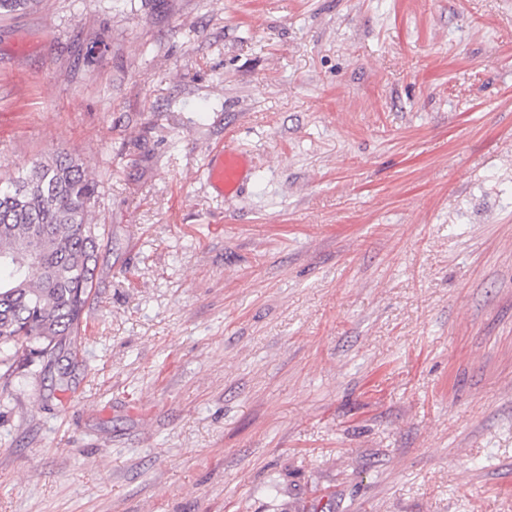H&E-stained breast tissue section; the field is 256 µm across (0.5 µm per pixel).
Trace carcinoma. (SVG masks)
I'll list each match as a JSON object with an SVG mask.
<instances>
[{
  "label": "carcinoma",
  "mask_w": 512,
  "mask_h": 512,
  "mask_svg": "<svg viewBox=\"0 0 512 512\" xmlns=\"http://www.w3.org/2000/svg\"><path fill=\"white\" fill-rule=\"evenodd\" d=\"M39 0H0V13L29 11ZM98 182L80 160L51 155L0 179V366L11 376L59 356L80 333L104 228L93 223ZM39 268L29 266L30 255ZM278 506L280 481L259 489Z\"/></svg>",
  "instance_id": "cac0c4a2"
}]
</instances>
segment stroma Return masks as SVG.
Listing matches in <instances>:
<instances>
[{
    "label": "stroma",
    "mask_w": 512,
    "mask_h": 512,
    "mask_svg": "<svg viewBox=\"0 0 512 512\" xmlns=\"http://www.w3.org/2000/svg\"><path fill=\"white\" fill-rule=\"evenodd\" d=\"M50 154L105 239L0 512H512V0H41L0 177ZM243 158L226 146L213 155L206 167V178L209 184L219 188L227 196L237 194L240 187Z\"/></svg>",
    "instance_id": "stroma-1"
}]
</instances>
